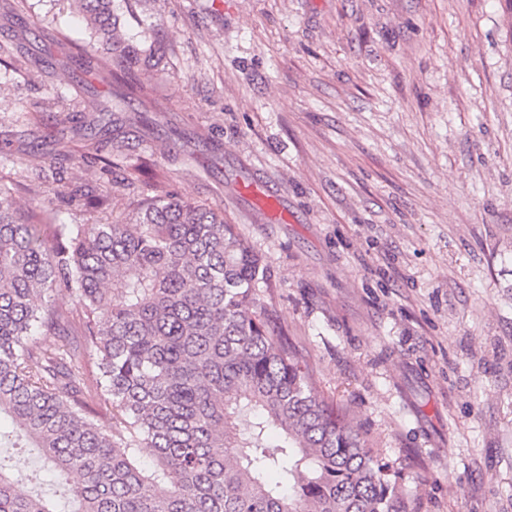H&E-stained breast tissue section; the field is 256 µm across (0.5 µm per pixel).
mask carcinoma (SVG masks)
<instances>
[{
    "instance_id": "cac0c4a2",
    "label": "carcinoma",
    "mask_w": 512,
    "mask_h": 512,
    "mask_svg": "<svg viewBox=\"0 0 512 512\" xmlns=\"http://www.w3.org/2000/svg\"><path fill=\"white\" fill-rule=\"evenodd\" d=\"M75 6L103 46L78 48L83 69L146 97L112 0ZM126 150L105 135L90 162L110 173ZM132 206L58 224L0 186V447L36 448L51 482H74L70 510L0 467V512H411L399 471L260 305L265 267L235 225L165 184Z\"/></svg>"
}]
</instances>
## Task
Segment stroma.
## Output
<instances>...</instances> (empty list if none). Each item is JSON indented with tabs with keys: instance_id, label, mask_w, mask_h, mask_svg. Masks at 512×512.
<instances>
[{
	"instance_id": "stroma-1",
	"label": "stroma",
	"mask_w": 512,
	"mask_h": 512,
	"mask_svg": "<svg viewBox=\"0 0 512 512\" xmlns=\"http://www.w3.org/2000/svg\"><path fill=\"white\" fill-rule=\"evenodd\" d=\"M153 54L108 110L71 0L0 13V184L63 179V224L169 184L262 256V307L418 512H512V0H113ZM129 168L81 165L97 126ZM263 183L287 219L242 190ZM422 482H415V475Z\"/></svg>"
}]
</instances>
